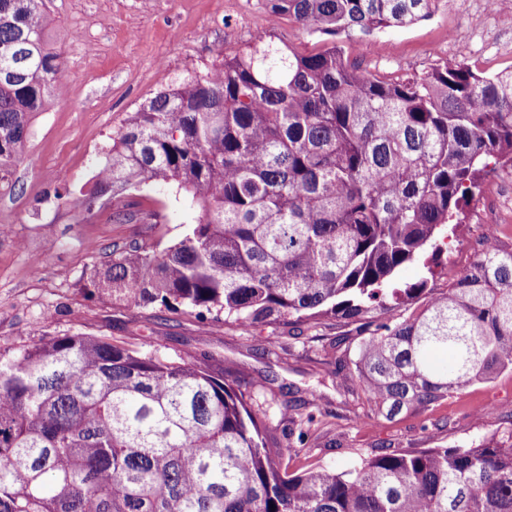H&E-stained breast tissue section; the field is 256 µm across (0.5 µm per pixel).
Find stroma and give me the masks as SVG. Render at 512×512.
Here are the masks:
<instances>
[{"instance_id":"obj_1","label":"stroma","mask_w":512,"mask_h":512,"mask_svg":"<svg viewBox=\"0 0 512 512\" xmlns=\"http://www.w3.org/2000/svg\"><path fill=\"white\" fill-rule=\"evenodd\" d=\"M480 0H439L428 20L345 41L349 60L377 77L400 81L439 64L461 63L492 75L512 67V0L482 12ZM58 20L49 34L61 53L68 86L35 113L22 158L0 184V349L46 334L109 336L129 347L172 358L189 349L228 371L251 375L261 395L288 404L266 434L287 444L289 419L314 415L303 442L289 443V472L315 466L345 471L377 448L467 446L512 430V373L387 420L347 390L365 333L361 322L325 316L271 322L243 330L231 322L142 306H115L89 284L93 269L130 244L168 247L195 222L163 188L145 186L109 196L91 215L51 198L55 176L68 174L71 197L96 179L97 162L130 112L209 62L245 51L269 29L265 0H44ZM504 172L486 175L443 248L429 296L447 291L488 236L512 248V217L479 223ZM343 371H336V363ZM322 399L309 405L310 391Z\"/></svg>"}]
</instances>
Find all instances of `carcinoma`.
Here are the masks:
<instances>
[{"label": "carcinoma", "instance_id": "carcinoma-1", "mask_svg": "<svg viewBox=\"0 0 512 512\" xmlns=\"http://www.w3.org/2000/svg\"><path fill=\"white\" fill-rule=\"evenodd\" d=\"M348 38L431 16L435 0H266ZM43 0H0V181L34 113L61 96ZM512 170V69L439 65L389 82L331 42L300 54L260 37L131 113L103 153L92 214L117 191L168 187L196 224L161 251L134 244L90 275L119 305L262 323L394 310L489 170ZM423 274L400 287L399 271ZM358 387L387 420L512 371V251L486 245L448 291L361 343ZM185 350L57 335L0 352V512H512V431L469 446L380 448L352 469L281 467L246 399Z\"/></svg>", "mask_w": 512, "mask_h": 512}]
</instances>
